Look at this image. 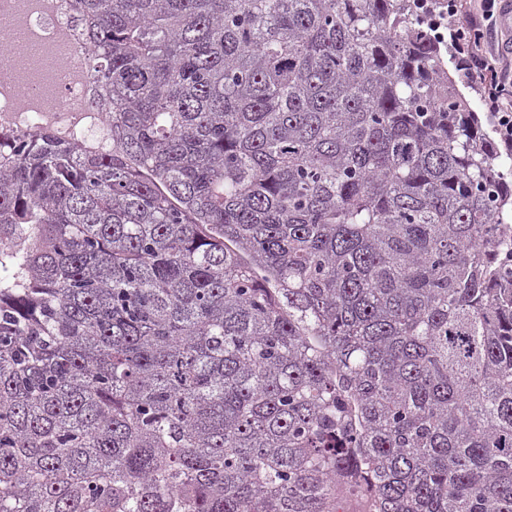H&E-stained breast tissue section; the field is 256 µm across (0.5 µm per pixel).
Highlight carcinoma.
<instances>
[{
  "label": "carcinoma",
  "instance_id": "obj_1",
  "mask_svg": "<svg viewBox=\"0 0 512 512\" xmlns=\"http://www.w3.org/2000/svg\"><path fill=\"white\" fill-rule=\"evenodd\" d=\"M112 150L0 133V512H512V156L413 0H68Z\"/></svg>",
  "mask_w": 512,
  "mask_h": 512
}]
</instances>
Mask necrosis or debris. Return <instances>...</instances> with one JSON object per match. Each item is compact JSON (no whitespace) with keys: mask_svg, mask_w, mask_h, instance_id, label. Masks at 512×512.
Instances as JSON below:
<instances>
[{"mask_svg":"<svg viewBox=\"0 0 512 512\" xmlns=\"http://www.w3.org/2000/svg\"><path fill=\"white\" fill-rule=\"evenodd\" d=\"M0 38V129L111 147L65 0H0Z\"/></svg>","mask_w":512,"mask_h":512,"instance_id":"4bbe7bcc","label":"necrosis or debris"}]
</instances>
